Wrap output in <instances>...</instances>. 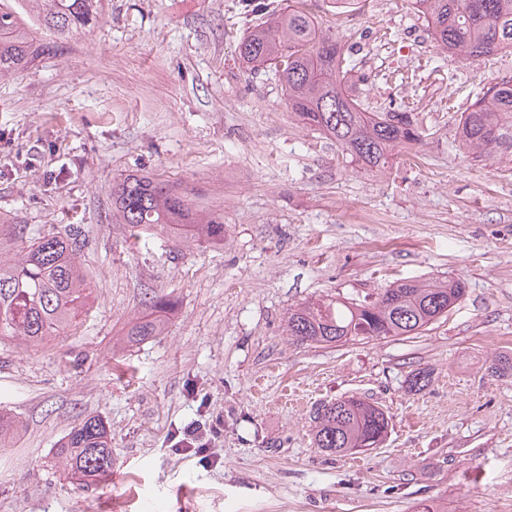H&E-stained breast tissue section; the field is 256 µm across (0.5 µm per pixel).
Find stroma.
<instances>
[{"instance_id":"1","label":"stroma","mask_w":512,"mask_h":512,"mask_svg":"<svg viewBox=\"0 0 512 512\" xmlns=\"http://www.w3.org/2000/svg\"><path fill=\"white\" fill-rule=\"evenodd\" d=\"M341 37L346 84L370 112L425 132L369 172L298 120L281 84L237 46L287 0H106L102 18L0 77V253L16 224L78 229L92 291L40 347L0 341V512H512V157L474 162L456 124L512 50L468 64L437 46L413 0H302ZM132 176L186 189L224 217V239L157 224L132 235L113 190ZM463 278L426 331L302 345L288 310L360 299L399 279ZM175 297L162 335L116 341L153 296ZM428 388L406 390L415 371ZM362 396L391 430L343 457L316 448L317 404ZM219 415L214 461L176 447ZM101 417L112 479L71 482L52 450Z\"/></svg>"}]
</instances>
